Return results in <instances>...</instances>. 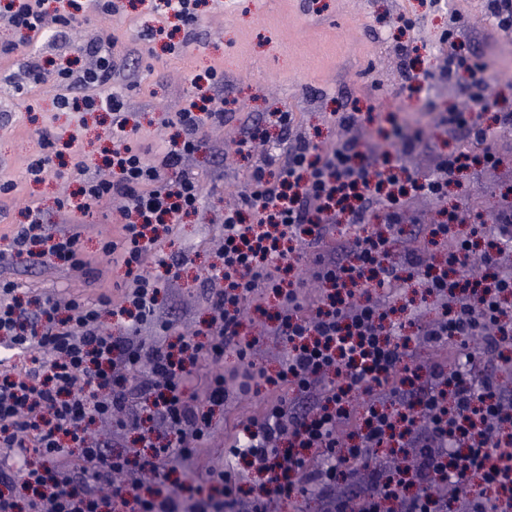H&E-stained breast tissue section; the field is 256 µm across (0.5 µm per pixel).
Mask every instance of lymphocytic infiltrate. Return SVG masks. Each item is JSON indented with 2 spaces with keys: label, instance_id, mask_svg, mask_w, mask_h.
Here are the masks:
<instances>
[{
  "label": "lymphocytic infiltrate",
  "instance_id": "lymphocytic-infiltrate-1",
  "mask_svg": "<svg viewBox=\"0 0 512 512\" xmlns=\"http://www.w3.org/2000/svg\"><path fill=\"white\" fill-rule=\"evenodd\" d=\"M46 0H0L22 41L0 42V57L45 34ZM117 0L57 15L60 32L97 21V39L82 45L96 65L74 71L29 62L18 92L56 88L60 111L84 109L112 116V176L91 173L81 155L59 161L56 135L37 130L38 149L27 180L64 179L79 186L78 200H57L64 218L90 214L120 197L121 243L105 241L103 258L125 270L119 299L96 302L52 295L27 305L14 283L0 280V345L25 356L0 375V512H274L279 503L312 498L319 512H512V399L500 381L512 374L503 351L512 343V266L500 248L512 247V202L492 223L466 224L460 200L446 219L406 235L402 216L412 194L446 202L448 186L471 165H496L489 129L477 112L487 101L489 65L457 50L436 70L404 72L412 92L448 81L475 109L450 108L440 122L479 146L439 155L430 172L409 169L402 155L363 151L356 113L341 116L349 138L316 143L293 135L291 112L278 113L283 153L249 171L251 193L225 209L222 262L204 279L209 315L204 336L174 335L158 308L162 281L193 265L192 254L164 253L163 234L198 212L202 187L186 162L204 149L194 98L175 115L168 145L148 150L126 130L128 116L114 82L128 64L106 20ZM386 209V230L370 223ZM0 246L9 262L44 246L43 266L89 275L80 234L63 221L47 223L39 207ZM401 247L402 263L390 260ZM155 256L162 274L144 270ZM310 267L323 289L309 297L299 269ZM417 282L420 302L403 300ZM275 299V336L284 345L277 367L253 357L255 340L241 334L246 306ZM408 315L414 335L394 321ZM111 315L104 328L103 315ZM479 336V352H468ZM424 344L442 358L419 363ZM231 358L229 374L208 364ZM265 394L267 406L240 420L229 445L232 466L206 468L178 495H146L143 474L169 478L173 461L192 463L208 450L215 409L235 395ZM110 424L137 432L142 452L95 440L92 427ZM413 455L410 466L387 457ZM259 482H252L251 473Z\"/></svg>",
  "mask_w": 512,
  "mask_h": 512
}]
</instances>
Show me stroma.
Returning a JSON list of instances; mask_svg holds the SVG:
<instances>
[{
  "label": "stroma",
  "mask_w": 512,
  "mask_h": 512,
  "mask_svg": "<svg viewBox=\"0 0 512 512\" xmlns=\"http://www.w3.org/2000/svg\"><path fill=\"white\" fill-rule=\"evenodd\" d=\"M122 3L108 25L129 53V75L118 90L139 124L135 141L153 147L170 140L176 129L166 120L184 107L192 79L212 70L221 75L204 88L214 104L224 108V121L206 122L208 148L188 162L201 180L203 204L179 224L171 244L175 251L192 249L195 262L161 293L163 317L188 336L203 328L205 314L196 295L210 266L220 261L221 228L211 221L214 198L222 196L231 206L249 190L246 173L252 161L236 154L234 142L254 127H267L270 113L293 112L295 132L316 142L335 139L342 113H357L369 143L379 152L393 148L384 138L393 123L424 116L426 139L407 164L428 168L438 153L463 144L440 125V113L451 106L467 107L468 102L445 83L416 95L403 92L402 72L408 64L434 69L446 35L461 51L489 60V95L512 109V33L494 28L488 0H202L195 37L175 55L167 54L162 42L144 39L151 16L137 0ZM453 12L462 15L465 25L452 31L448 16ZM401 16L406 25H398ZM98 31V26L90 25L64 36L51 27L36 46H20L0 59V178L17 184L13 194L0 196V237L12 235L24 223L25 208L32 203L41 206L48 223H58L56 200L75 190L73 184L56 179L41 184L26 180L27 161L38 148L37 129L53 128L64 156L77 150L91 170L103 165V151L111 145L107 124H94L90 112L57 111L52 87L24 95L14 87L36 53L59 63L87 66L88 57L78 54L76 47L94 39ZM402 44L409 45V56L399 52ZM495 148L497 167L471 166L457 189L458 195L470 196L475 212L486 218L512 200V131L498 133ZM72 220L82 226L83 252L96 270L94 277L64 267L15 263L0 266V278L14 281L19 292L31 297L53 293L92 300L102 292L119 297L124 271L99 253L102 240H119V224L100 210L92 219L77 213ZM265 407V397L249 393L216 412L217 427L205 463L224 462L228 427Z\"/></svg>",
  "instance_id": "1"
}]
</instances>
